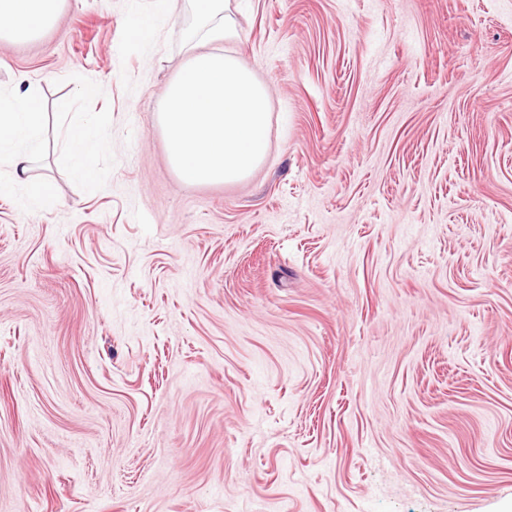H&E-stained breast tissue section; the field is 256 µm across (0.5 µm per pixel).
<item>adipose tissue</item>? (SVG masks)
<instances>
[{
	"label": "adipose tissue",
	"mask_w": 512,
	"mask_h": 512,
	"mask_svg": "<svg viewBox=\"0 0 512 512\" xmlns=\"http://www.w3.org/2000/svg\"><path fill=\"white\" fill-rule=\"evenodd\" d=\"M64 0H0V41L29 42L39 39L57 21ZM35 88L20 92L0 89V195H8L31 209L48 195L45 185L30 176L32 155L46 131ZM75 173L90 177L99 148L93 124L72 123L57 133Z\"/></svg>",
	"instance_id": "ef3b65f1"
}]
</instances>
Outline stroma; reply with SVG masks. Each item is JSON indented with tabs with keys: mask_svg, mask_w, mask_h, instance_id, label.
<instances>
[{
	"mask_svg": "<svg viewBox=\"0 0 512 512\" xmlns=\"http://www.w3.org/2000/svg\"><path fill=\"white\" fill-rule=\"evenodd\" d=\"M231 8L272 117L226 186L156 119L190 0L0 42L103 142L0 197V512H512V0Z\"/></svg>",
	"mask_w": 512,
	"mask_h": 512,
	"instance_id": "1",
	"label": "stroma"
}]
</instances>
